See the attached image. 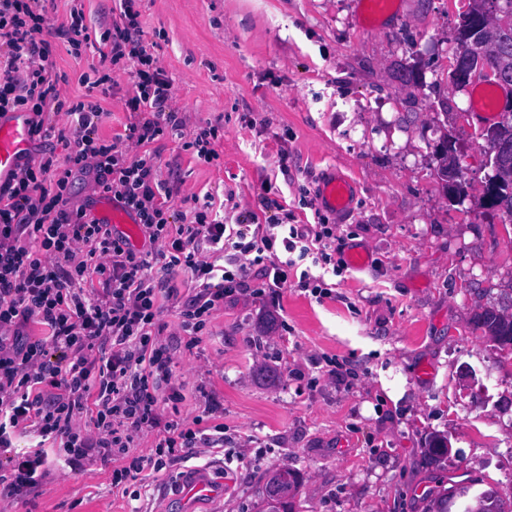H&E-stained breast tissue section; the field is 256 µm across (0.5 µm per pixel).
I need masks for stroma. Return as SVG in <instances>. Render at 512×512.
<instances>
[{"label": "stroma", "mask_w": 512, "mask_h": 512, "mask_svg": "<svg viewBox=\"0 0 512 512\" xmlns=\"http://www.w3.org/2000/svg\"><path fill=\"white\" fill-rule=\"evenodd\" d=\"M76 5L104 30L110 0H49V24ZM468 5L394 0L367 32L358 0H137L175 106L191 126L224 130L210 164L156 142L174 207L190 213L210 194L229 224L241 206L311 224L318 180L335 167L356 187L336 246L369 263L337 276L304 261L327 295L292 282L225 299L192 345L180 328L192 284L158 273L180 415L223 426V444L144 468L135 498L113 487L112 462L58 466L0 512H263L282 467L299 479L295 512H426L428 492L461 482L512 508V355L476 327L484 310L512 315V224L480 201L477 123L450 120L468 109V88L449 77ZM97 62L58 45L62 95H84ZM128 88L120 73L100 94V137L123 132ZM446 133L468 181L460 204L437 174ZM331 361L346 381L328 378ZM435 434L447 451L430 449ZM199 482L215 495L188 494Z\"/></svg>", "instance_id": "obj_1"}]
</instances>
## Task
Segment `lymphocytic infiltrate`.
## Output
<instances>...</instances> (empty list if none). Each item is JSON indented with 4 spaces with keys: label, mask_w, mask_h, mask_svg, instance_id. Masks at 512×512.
<instances>
[{
    "label": "lymphocytic infiltrate",
    "mask_w": 512,
    "mask_h": 512,
    "mask_svg": "<svg viewBox=\"0 0 512 512\" xmlns=\"http://www.w3.org/2000/svg\"><path fill=\"white\" fill-rule=\"evenodd\" d=\"M45 2L0 0V118L27 113L32 141L45 145L37 157L20 156L0 182V496L6 498L25 496L49 473L42 449L15 452L14 435L25 427L61 443L69 466L117 460L116 488L136 482L144 465L166 468L195 438L214 443V436H198L184 419L160 411L161 402L175 405L182 395L171 384L172 356L159 338L163 306L155 267L190 277L193 294L181 327L194 339L225 298L247 294L252 267L264 273L256 289L262 295L292 278L310 287L308 271L299 268L305 259L332 265L337 274L346 266L327 253L332 229L323 221L286 226L278 216L262 220L245 208L227 224L207 201L194 206L189 223H178L174 188L160 179L148 146L168 135L208 163L219 157L221 126L189 129L145 41L135 0H112L109 26L97 38L78 7L67 25L48 26ZM60 42L77 55L97 53L96 85L129 75L123 135L98 136V102L62 97L53 66ZM59 114L64 123H56ZM80 178L92 194L133 214L156 251H135L86 207L71 206ZM96 276L103 280L98 290L88 285ZM32 322L45 326L47 336L30 337ZM84 414L89 423H81ZM144 431L155 435L146 460L130 455Z\"/></svg>",
    "instance_id": "obj_1"
}]
</instances>
